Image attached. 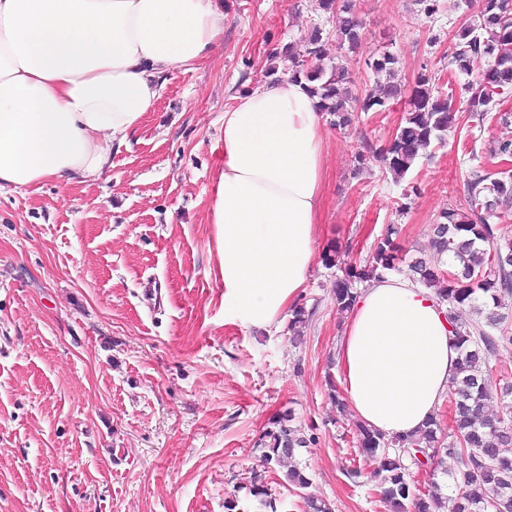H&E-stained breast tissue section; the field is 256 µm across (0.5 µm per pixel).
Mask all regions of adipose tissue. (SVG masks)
Segmentation results:
<instances>
[{
  "mask_svg": "<svg viewBox=\"0 0 512 512\" xmlns=\"http://www.w3.org/2000/svg\"><path fill=\"white\" fill-rule=\"evenodd\" d=\"M222 21L215 0H0V189L102 177L165 75L206 60ZM219 132L210 221L224 307L268 332L317 260L323 118L303 84L270 80L234 96ZM459 358L445 306L405 274L360 288L336 346L348 406L389 437H418Z\"/></svg>",
  "mask_w": 512,
  "mask_h": 512,
  "instance_id": "adipose-tissue-1",
  "label": "adipose tissue"
}]
</instances>
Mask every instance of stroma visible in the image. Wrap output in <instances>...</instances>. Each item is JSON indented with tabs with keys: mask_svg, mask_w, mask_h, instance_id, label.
<instances>
[{
	"mask_svg": "<svg viewBox=\"0 0 512 512\" xmlns=\"http://www.w3.org/2000/svg\"><path fill=\"white\" fill-rule=\"evenodd\" d=\"M224 32L200 67L165 79L154 112L112 151L106 177L63 191L0 189V512H265L250 492L261 464L252 449L290 412L316 442L302 452L311 485L333 512H388L344 475L373 464L356 448L358 420L329 396L345 320L335 270L315 263L298 301L301 336L266 333L224 310L214 225L218 128L232 98L264 81L275 49L325 23L315 0H221ZM360 54L347 58L350 89L375 83L366 54L399 57L406 85L428 69L452 95L459 122L446 146L394 178L358 153L384 147L402 106L327 127L317 214L318 252L368 255L387 225L407 258L432 254L439 214L467 207L465 184L508 123L466 112L468 75L449 77L454 34L467 15L454 0L427 16L414 0H356ZM265 484L280 512L303 496Z\"/></svg>",
	"mask_w": 512,
	"mask_h": 512,
	"instance_id": "35a3bbf8",
	"label": "stroma"
}]
</instances>
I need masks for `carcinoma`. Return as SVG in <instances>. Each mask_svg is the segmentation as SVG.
Masks as SVG:
<instances>
[{
  "mask_svg": "<svg viewBox=\"0 0 512 512\" xmlns=\"http://www.w3.org/2000/svg\"><path fill=\"white\" fill-rule=\"evenodd\" d=\"M464 2L477 6V11L457 30L449 65L467 75L477 70L488 81L487 92H473L467 100V111L482 123L496 106L494 96L512 89V0ZM317 7L328 15L333 31L314 26L300 40L283 46L273 54L275 63L265 70V77L281 68L291 79L305 83L320 112L329 115L330 123L339 128L351 126L361 113L383 112L391 103L406 99L396 132L375 154L391 175L400 178L428 149L446 145L457 112L448 107V97L438 90L436 76L430 72L420 74L411 90L405 91L398 77V56L390 51L364 59L366 68L383 77L379 86L352 94L348 67L339 59L326 61L324 46L333 37L337 50L359 52L362 22L355 4L353 0H318ZM509 161L512 139L501 140L491 150L489 163L501 167ZM467 199L470 210H480L484 217L475 222L453 209L444 211L433 225V260L406 261L394 240L399 233L395 224L387 225L373 245L371 259L363 265L340 259L337 251L323 256L326 268L339 271L334 291L338 309H350L358 284L377 271L404 273L435 289L440 303L448 305V323L462 348L459 368L448 387L450 441L442 440L435 419L417 439L388 437L358 426L357 447L362 455L376 459L378 466L365 476L351 466L345 469V476L355 484L366 477L389 512H512V457L502 452V447L512 442V429L504 426L505 418L512 415V405L503 403L492 409L488 384L496 347L512 342V336L505 329L491 336L483 327L459 319V310L467 307L482 316L488 327L495 328L505 320L500 309L504 295L512 296V264L498 265L495 259L500 253H511L512 242L501 244L499 225L487 218L499 219L512 212V173L503 169L495 174L473 171L467 181ZM292 421L289 411L274 417L257 442L254 452L264 468L293 461L316 442L315 436L302 432ZM418 452L424 459L416 456ZM440 455L459 459L462 468L451 474L438 470L433 462ZM409 462L428 471L424 488L411 479ZM285 480L294 490L310 485L305 469L296 464L288 468Z\"/></svg>",
  "mask_w": 512,
  "mask_h": 512,
  "instance_id": "carcinoma-1",
  "label": "carcinoma"
}]
</instances>
